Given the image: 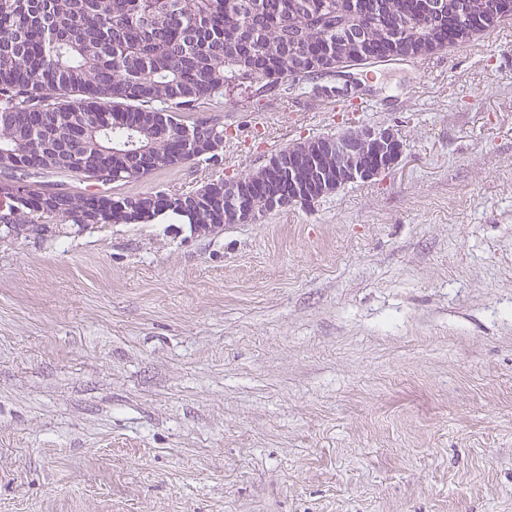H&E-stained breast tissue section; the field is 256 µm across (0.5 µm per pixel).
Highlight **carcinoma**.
I'll use <instances>...</instances> for the list:
<instances>
[{"label": "carcinoma", "mask_w": 512, "mask_h": 512, "mask_svg": "<svg viewBox=\"0 0 512 512\" xmlns=\"http://www.w3.org/2000/svg\"><path fill=\"white\" fill-rule=\"evenodd\" d=\"M0 0V172L32 167V175L80 176L94 184L129 182L201 159L187 130L213 135L223 126L189 120L195 104L224 97L230 86L275 87L289 78L290 0ZM378 14L361 0L356 24L399 29L411 43L436 40L439 52L458 43L456 23L419 25V0H393ZM296 22L313 51L335 36L346 18L340 0H310ZM109 118L98 130L83 115ZM71 156V170L55 156ZM15 201L0 210L14 235H46L56 220L72 224H150L172 215L196 230L224 227V184L208 183L198 205L182 207L160 195L121 199L99 192L34 189L32 182L0 185Z\"/></svg>", "instance_id": "obj_1"}]
</instances>
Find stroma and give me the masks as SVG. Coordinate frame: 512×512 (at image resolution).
I'll return each instance as SVG.
<instances>
[{
  "instance_id": "obj_1",
  "label": "stroma",
  "mask_w": 512,
  "mask_h": 512,
  "mask_svg": "<svg viewBox=\"0 0 512 512\" xmlns=\"http://www.w3.org/2000/svg\"><path fill=\"white\" fill-rule=\"evenodd\" d=\"M354 97L235 87L193 192L310 138L392 169L214 233L0 240V512H512V21ZM362 138L375 140L384 148L379 156L378 165L370 173L369 177L368 172L363 173V170H359L356 167L345 168L342 178L344 182H355L373 178L382 171L392 168L402 157V145L391 129H359L358 131H349L336 136L321 138V142L322 147L329 154L335 153L337 156H347L351 152L354 142ZM383 155L385 156L382 160Z\"/></svg>"
}]
</instances>
